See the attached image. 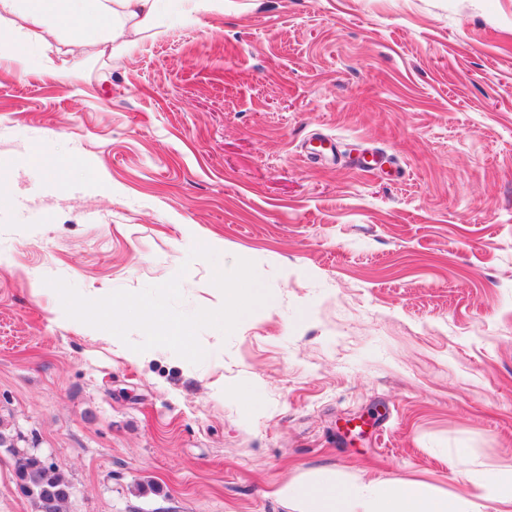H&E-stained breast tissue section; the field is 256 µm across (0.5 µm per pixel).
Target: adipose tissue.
<instances>
[{
  "label": "adipose tissue",
  "mask_w": 512,
  "mask_h": 512,
  "mask_svg": "<svg viewBox=\"0 0 512 512\" xmlns=\"http://www.w3.org/2000/svg\"><path fill=\"white\" fill-rule=\"evenodd\" d=\"M159 0H0V16L21 13L27 34L59 31L80 40L132 42L154 18ZM450 466L464 480L465 495L431 497L408 483L371 478L345 485L321 469L278 486L274 495L297 512H512V465L476 472L462 458Z\"/></svg>",
  "instance_id": "adipose-tissue-1"
}]
</instances>
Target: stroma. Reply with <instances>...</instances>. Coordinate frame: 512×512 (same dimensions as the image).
Returning a JSON list of instances; mask_svg holds the SVG:
<instances>
[{
	"instance_id": "stroma-1",
	"label": "stroma",
	"mask_w": 512,
	"mask_h": 512,
	"mask_svg": "<svg viewBox=\"0 0 512 512\" xmlns=\"http://www.w3.org/2000/svg\"><path fill=\"white\" fill-rule=\"evenodd\" d=\"M22 24L0 18V512H36L18 452L69 481L63 512H291L275 487L321 468L456 495L450 459L512 463V0H161L105 55ZM239 258L270 299L202 329L197 365L45 284L177 275L193 312Z\"/></svg>"
}]
</instances>
